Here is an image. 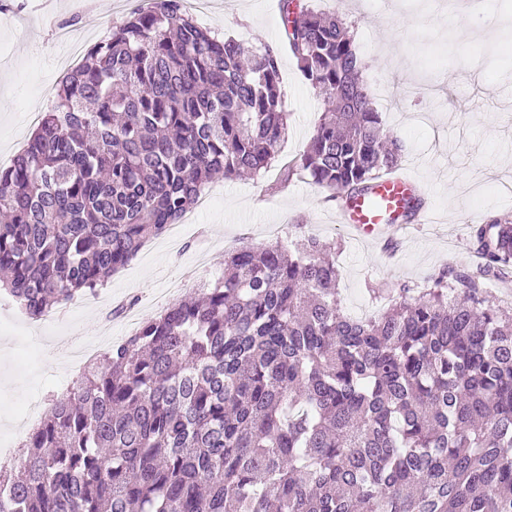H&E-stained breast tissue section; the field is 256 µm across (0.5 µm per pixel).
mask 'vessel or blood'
Listing matches in <instances>:
<instances>
[{
    "mask_svg": "<svg viewBox=\"0 0 512 512\" xmlns=\"http://www.w3.org/2000/svg\"><path fill=\"white\" fill-rule=\"evenodd\" d=\"M416 188L413 180L401 174L380 177L368 196L359 197L346 208L337 211L336 220L364 240H378L389 233L408 235L413 224L427 223V210H419L410 225L394 222L393 217L399 211L404 198Z\"/></svg>",
    "mask_w": 512,
    "mask_h": 512,
    "instance_id": "b4317fda",
    "label": "vessel or blood"
}]
</instances>
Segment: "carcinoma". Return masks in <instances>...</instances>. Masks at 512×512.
<instances>
[{
	"label": "carcinoma",
	"mask_w": 512,
	"mask_h": 512,
	"mask_svg": "<svg viewBox=\"0 0 512 512\" xmlns=\"http://www.w3.org/2000/svg\"><path fill=\"white\" fill-rule=\"evenodd\" d=\"M325 105L300 171L344 202L399 167L339 13L280 0ZM288 134L280 49L146 0L61 81L0 167V291L29 318L94 295L220 173L269 171ZM479 266L374 287L345 313L336 253L245 243L199 297L143 320L51 399L0 512H512V219L470 226Z\"/></svg>",
	"instance_id": "cac0c4a2"
}]
</instances>
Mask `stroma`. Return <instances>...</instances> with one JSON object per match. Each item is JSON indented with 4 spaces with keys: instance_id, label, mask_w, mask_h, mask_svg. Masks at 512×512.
Instances as JSON below:
<instances>
[{
    "instance_id": "35a3bbf8",
    "label": "stroma",
    "mask_w": 512,
    "mask_h": 512,
    "mask_svg": "<svg viewBox=\"0 0 512 512\" xmlns=\"http://www.w3.org/2000/svg\"><path fill=\"white\" fill-rule=\"evenodd\" d=\"M0 11V166L23 149L32 129L27 118L34 106L49 108L63 76L82 60L86 49L130 12L127 0H5ZM432 0H306L320 12L341 10L351 26L355 49L364 63V79L373 106L387 130L405 142L401 172L421 183L432 221L413 230L397 245L394 264L385 265L373 247L354 243L336 222V202L305 174L276 188L278 168L255 179L213 180L220 204L191 210L181 252L156 242L144 258L131 261L112 276L97 297L67 303L54 330L40 332L33 320L9 335L0 333V432L12 434L15 458L25 453L27 432L12 410L31 398L45 399L58 382L77 379L62 352L72 337L99 343L104 324L113 342L128 331L113 310L136 300L142 317L171 304L170 278L184 274L201 244H209L214 271L224 267L225 253L241 242L266 243L273 237L297 241L309 230L336 249L338 288L346 313L365 317L381 302L368 293L375 283L423 286L447 265L466 267L472 254L469 226L463 216L492 212L512 215V193L498 183L512 175V0H489L473 15L462 35L457 23L439 25ZM196 21L221 36L251 45L283 39L279 0H206ZM70 23L72 45L56 43V25ZM288 112V136L279 153L289 160L302 151L318 126L324 105L298 69L291 53L280 58ZM38 337L36 368H18L19 344Z\"/></svg>"
}]
</instances>
